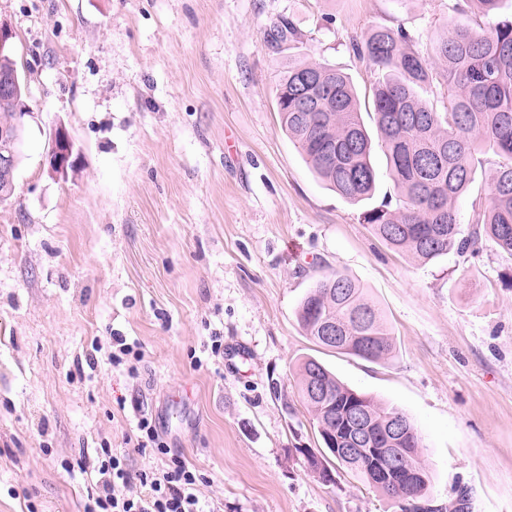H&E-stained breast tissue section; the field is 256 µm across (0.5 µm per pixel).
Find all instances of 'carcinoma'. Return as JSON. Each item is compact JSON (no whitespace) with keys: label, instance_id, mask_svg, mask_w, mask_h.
Here are the masks:
<instances>
[{"label":"carcinoma","instance_id":"1","mask_svg":"<svg viewBox=\"0 0 512 512\" xmlns=\"http://www.w3.org/2000/svg\"><path fill=\"white\" fill-rule=\"evenodd\" d=\"M285 18L270 29L273 43L296 36ZM353 51L379 71L372 90L371 116L398 190L361 213L362 223L390 247L426 264L454 251L472 253L484 239L512 256V19L477 34L457 26L435 44L438 66L410 45L403 30L375 28ZM443 84L448 108L436 112L419 91ZM282 129L319 179L341 198L357 204L372 198L376 173L372 140L351 80L343 72L300 58L288 59L275 87ZM24 97H0V124L13 119ZM486 142L499 158L490 176L487 204L462 233L458 198L475 180ZM298 319L315 344L368 361L395 357L391 331L376 305L356 280L330 273L316 280L301 299ZM300 392L319 433L320 448H299L304 464L324 482L332 481L331 461L359 475L398 512H426L434 499L430 477L418 454L422 436L414 423L399 443L381 440L355 458L336 454L330 444L345 436L344 410L357 407L377 432L400 409L358 393L319 360L298 364ZM396 448L410 453L406 465L416 477L404 482L382 478L380 470Z\"/></svg>","mask_w":512,"mask_h":512}]
</instances>
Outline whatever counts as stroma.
Listing matches in <instances>:
<instances>
[{"label": "stroma", "instance_id": "1", "mask_svg": "<svg viewBox=\"0 0 512 512\" xmlns=\"http://www.w3.org/2000/svg\"><path fill=\"white\" fill-rule=\"evenodd\" d=\"M283 18L297 36L272 44ZM460 24L492 20L468 0H0L31 110L0 203V512H83L103 446L164 469L137 449L143 416L206 512H393L351 471L305 468L306 356L410 417L436 502L464 487L467 512H512V256L388 246L305 163L273 93L297 57L346 73L370 111L353 42L401 28L430 60ZM329 273L380 307L394 359L306 335L299 302ZM123 342L139 354L113 365ZM71 153V144L67 137L61 132L57 133L49 154L51 170L54 173H64L67 170Z\"/></svg>", "mask_w": 512, "mask_h": 512}]
</instances>
